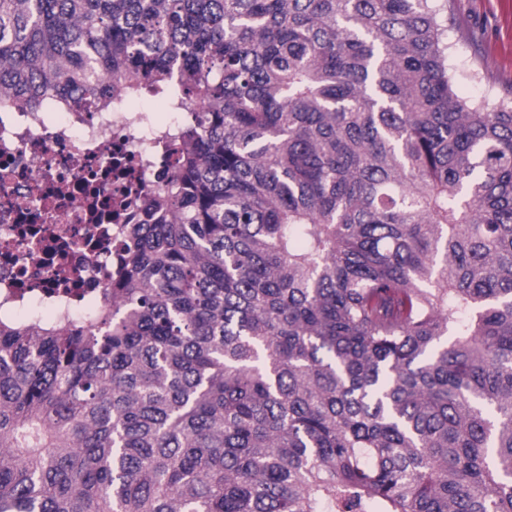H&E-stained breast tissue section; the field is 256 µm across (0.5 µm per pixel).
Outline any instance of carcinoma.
Returning <instances> with one entry per match:
<instances>
[{
    "label": "carcinoma",
    "instance_id": "cac0c4a2",
    "mask_svg": "<svg viewBox=\"0 0 512 512\" xmlns=\"http://www.w3.org/2000/svg\"><path fill=\"white\" fill-rule=\"evenodd\" d=\"M448 0H0V111L162 99L104 304L0 321V512H512V98Z\"/></svg>",
    "mask_w": 512,
    "mask_h": 512
}]
</instances>
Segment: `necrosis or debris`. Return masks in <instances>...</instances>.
<instances>
[{
  "instance_id": "necrosis-or-debris-1",
  "label": "necrosis or debris",
  "mask_w": 512,
  "mask_h": 512,
  "mask_svg": "<svg viewBox=\"0 0 512 512\" xmlns=\"http://www.w3.org/2000/svg\"><path fill=\"white\" fill-rule=\"evenodd\" d=\"M184 118L50 99L0 112V318L75 316L103 297L135 187L172 175L161 140Z\"/></svg>"
}]
</instances>
